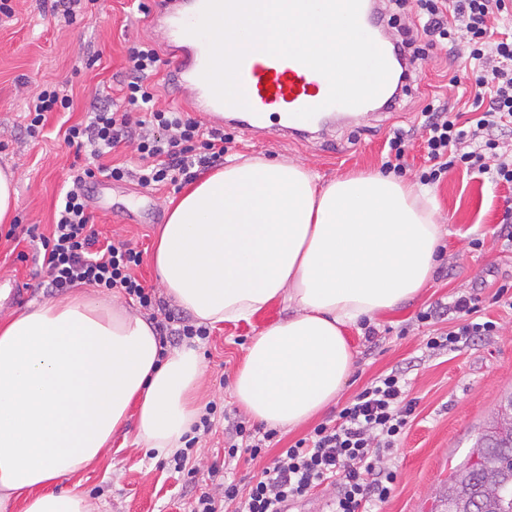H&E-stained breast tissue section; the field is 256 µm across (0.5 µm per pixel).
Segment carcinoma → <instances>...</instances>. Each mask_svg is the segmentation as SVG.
I'll return each mask as SVG.
<instances>
[{
    "mask_svg": "<svg viewBox=\"0 0 512 512\" xmlns=\"http://www.w3.org/2000/svg\"><path fill=\"white\" fill-rule=\"evenodd\" d=\"M443 512H512V392L440 493Z\"/></svg>",
    "mask_w": 512,
    "mask_h": 512,
    "instance_id": "1",
    "label": "carcinoma"
}]
</instances>
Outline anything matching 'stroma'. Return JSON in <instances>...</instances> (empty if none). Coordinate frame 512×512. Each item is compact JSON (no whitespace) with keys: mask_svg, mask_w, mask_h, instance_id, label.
Here are the masks:
<instances>
[{"mask_svg":"<svg viewBox=\"0 0 512 512\" xmlns=\"http://www.w3.org/2000/svg\"><path fill=\"white\" fill-rule=\"evenodd\" d=\"M139 0H99L92 16L65 22L52 11L53 0H8L10 14L0 13V165L15 172L20 223L51 231L55 205L67 180L89 164L64 141L65 129L89 121L94 95L118 100L119 80L127 65L129 46L159 45L161 35L140 23ZM456 62L437 56L417 70L407 95L394 111L343 113L324 125L323 135L291 144L272 135L235 130L228 156L264 157L304 165L329 181L341 176L381 170L385 143L394 131H408L411 147L404 178H419L426 165L422 113L433 100L469 104L464 86L451 85ZM65 88L73 98L66 112L47 115L43 134L24 132L28 100L44 85ZM173 186L144 188L132 181H108L90 194L92 222L101 237L129 241L142 253L138 275L156 287L153 253L167 221ZM445 247L430 282L419 294L394 310L374 315L378 334L366 340L362 327L348 329L356 353L355 369L335 404L314 416L312 423L280 431L276 456L306 436L312 424L334 418L341 406L378 375L406 368L418 416L408 434L386 459L397 479L382 512H439L437 495L447 483L451 464L463 459L479 432L489 423L501 397L512 392V307L495 301L497 287L512 283V242L500 237L501 220L512 206V186L492 185L487 178L454 169L432 186ZM481 238V247L472 239ZM30 239H0V279L16 278L29 285L27 300L16 304L0 298V320L47 300L40 284L47 274ZM478 301L483 319L496 322L494 336L470 349L444 354L424 350L430 325L417 321L430 304L449 301L455 294ZM289 311L274 301L247 321L211 327L200 341L205 371L199 391L202 403H214L210 431L201 436L191 461L199 475L191 481L174 472L168 457L144 448L134 427L112 440L103 461L73 475L64 488L83 494L100 512H188L202 491L221 494L218 482L207 481L214 461L224 458L229 418L243 411L230 396L233 378L254 336Z\"/></svg>","mask_w":512,"mask_h":512,"instance_id":"1","label":"stroma"}]
</instances>
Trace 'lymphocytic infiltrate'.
<instances>
[{"mask_svg":"<svg viewBox=\"0 0 512 512\" xmlns=\"http://www.w3.org/2000/svg\"><path fill=\"white\" fill-rule=\"evenodd\" d=\"M396 10L407 11L410 22L394 45L410 63L427 61L436 50L458 61L453 83L474 89L476 117L462 122L456 108L424 114L426 153L430 167L420 176L434 184L454 167L487 176L491 183L512 185V32L495 38L494 23L512 25V0H390ZM161 65L157 50L140 42L128 49V67L122 81L121 104L98 108L89 124H75L65 141L87 151L97 163L78 170L55 211L50 236L42 238V265L49 274L48 288L63 291L88 284L106 291L124 292L145 311L161 345L186 339H207L209 330L166 308L153 289L134 270L142 254L124 241L101 242L91 222L88 184L104 177L130 179L144 188L181 187L198 171L224 163L231 134L205 127L187 113L155 106L153 81ZM139 140L136 167L106 166L99 159L131 138ZM473 297L459 295L445 305L420 312L423 323L453 318L448 330L424 340L431 353L460 352L477 340L494 335V321L478 318ZM404 369L394 368L376 377L343 407L335 419L315 426L307 437L281 449L263 467L248 488L225 479L224 493L204 492L190 504V512H224L237 503V512H282L286 503L306 497L323 484L336 487L331 512H374L386 502L396 482L385 459L396 448L415 417L417 401L410 398ZM276 430H261L238 419L224 450L225 461L245 454L250 460L265 455Z\"/></svg>","mask_w":512,"mask_h":512,"instance_id":"1","label":"lymphocytic infiltrate"}]
</instances>
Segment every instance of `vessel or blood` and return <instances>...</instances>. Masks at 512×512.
<instances>
[{
  "label": "vessel or blood",
  "instance_id": "b4317fda",
  "mask_svg": "<svg viewBox=\"0 0 512 512\" xmlns=\"http://www.w3.org/2000/svg\"><path fill=\"white\" fill-rule=\"evenodd\" d=\"M203 4L204 0H155L148 12L149 26L163 35L166 53L163 80L172 89V104L248 131L259 129L271 116L275 119L272 130L277 135L296 140L305 138L314 122L296 118L295 113L326 99L329 92L326 78L296 60L253 51L240 67L248 108L221 103L201 78L207 63V44L185 31L187 25L197 21ZM359 21L365 32L376 38L386 59H393L392 47L380 38L379 24L370 8L361 7Z\"/></svg>",
  "mask_w": 512,
  "mask_h": 512
}]
</instances>
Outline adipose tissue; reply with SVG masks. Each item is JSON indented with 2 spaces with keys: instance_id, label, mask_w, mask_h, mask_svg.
Masks as SVG:
<instances>
[{
  "instance_id": "1",
  "label": "adipose tissue",
  "mask_w": 512,
  "mask_h": 512,
  "mask_svg": "<svg viewBox=\"0 0 512 512\" xmlns=\"http://www.w3.org/2000/svg\"><path fill=\"white\" fill-rule=\"evenodd\" d=\"M442 227L427 191L394 175L319 184L297 164L232 160L174 201L154 254L164 295L198 323L287 319L255 336L232 397L269 428L335 403L355 367L345 331L431 280ZM198 348L161 354L152 326L84 288L0 322V512H97L60 484L128 422L157 454L185 446L202 410Z\"/></svg>"
}]
</instances>
